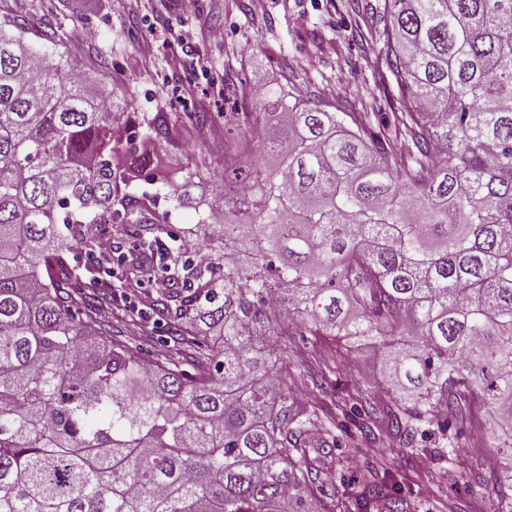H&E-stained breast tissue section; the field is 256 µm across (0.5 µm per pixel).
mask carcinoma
Masks as SVG:
<instances>
[{
    "label": "carcinoma",
    "instance_id": "carcinoma-1",
    "mask_svg": "<svg viewBox=\"0 0 512 512\" xmlns=\"http://www.w3.org/2000/svg\"><path fill=\"white\" fill-rule=\"evenodd\" d=\"M386 6L393 131L260 87L224 167L253 145L277 167L197 211V229L224 218L199 256L160 246L155 200L128 187L157 180L185 206L200 172L112 165L139 133L115 136L75 64L0 33V512H315L318 414L286 405L287 347L265 336L284 308L374 349L401 390L382 418L406 444L447 440L468 392L512 456V0ZM87 224L135 225L119 287L176 274L159 312L189 321L192 372L88 341L112 326V285L72 287L97 280L70 257L94 251ZM492 477L495 512H512V468ZM363 483L355 512L404 509L377 473Z\"/></svg>",
    "mask_w": 512,
    "mask_h": 512
}]
</instances>
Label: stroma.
<instances>
[{
    "instance_id": "stroma-1",
    "label": "stroma",
    "mask_w": 512,
    "mask_h": 512,
    "mask_svg": "<svg viewBox=\"0 0 512 512\" xmlns=\"http://www.w3.org/2000/svg\"><path fill=\"white\" fill-rule=\"evenodd\" d=\"M385 0H264L253 14L250 0H0V29L23 37L56 62L67 59L86 73L98 96L111 97L123 121L166 122L161 141L145 140L154 169L171 178L206 166L212 176L224 167V116L235 113L238 131L249 128L254 91L261 84H300L309 100L331 112H351L374 131L395 110V87L387 73ZM220 28L224 39L177 44L181 29ZM91 30L95 39L84 40ZM173 330L155 312L131 324L112 314V337L139 348L144 359L159 349L175 355ZM288 344V370L296 385L293 408H317L330 424L316 441L336 438L325 460V493L346 485L349 498L363 489L366 471H390L399 482L407 512H493L495 490L486 465L493 454L492 419L470 400L452 419V459L430 458L402 444L372 413L395 396L374 383L373 350L346 339L314 336L281 320L272 331ZM336 349V369L323 356ZM329 374L333 393L314 380ZM494 455V454H493ZM453 470L457 479L443 481Z\"/></svg>"
}]
</instances>
